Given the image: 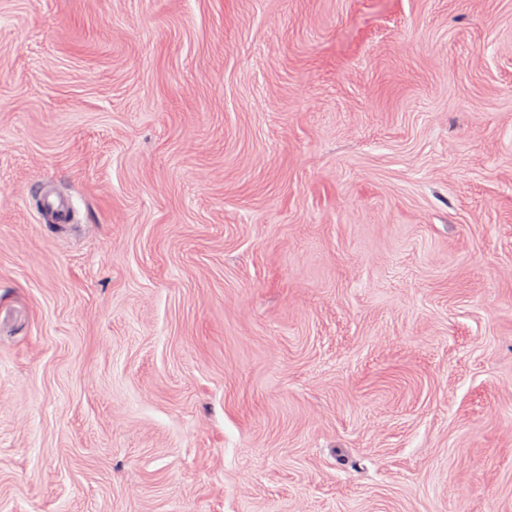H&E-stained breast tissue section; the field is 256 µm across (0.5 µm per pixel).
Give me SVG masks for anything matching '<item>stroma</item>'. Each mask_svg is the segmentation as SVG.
<instances>
[{
	"instance_id": "35a3bbf8",
	"label": "stroma",
	"mask_w": 512,
	"mask_h": 512,
	"mask_svg": "<svg viewBox=\"0 0 512 512\" xmlns=\"http://www.w3.org/2000/svg\"><path fill=\"white\" fill-rule=\"evenodd\" d=\"M0 512H512V0H0Z\"/></svg>"
}]
</instances>
